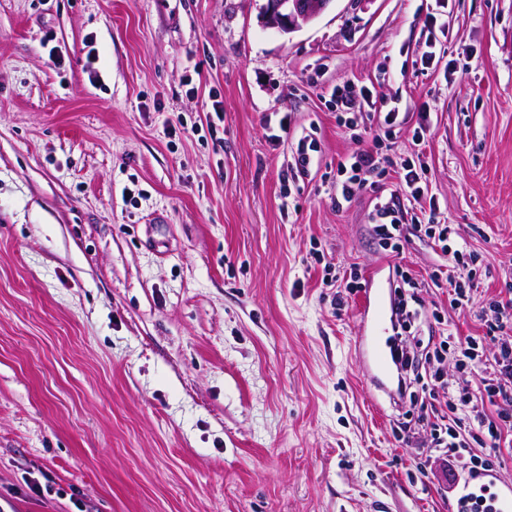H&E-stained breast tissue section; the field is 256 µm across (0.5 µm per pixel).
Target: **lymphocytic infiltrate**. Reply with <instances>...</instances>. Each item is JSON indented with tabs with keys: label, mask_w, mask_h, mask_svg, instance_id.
<instances>
[{
	"label": "lymphocytic infiltrate",
	"mask_w": 512,
	"mask_h": 512,
	"mask_svg": "<svg viewBox=\"0 0 512 512\" xmlns=\"http://www.w3.org/2000/svg\"><path fill=\"white\" fill-rule=\"evenodd\" d=\"M338 122H346L357 107L367 106L376 112L378 135L371 146L351 153L336 167L337 207L352 203L368 186L370 178L395 174L396 188L388 203L377 206L372 215V235L381 250L401 247L404 229L413 236L427 238L441 251L452 252L459 264L476 262L477 254L467 244L450 247L455 234L448 224L427 222L404 226L405 202L420 199L424 190L419 172L424 169L422 146L429 126V112H419L413 131L414 149L409 157L394 161L382 156L383 136L392 135L400 126L398 112H381L371 90L355 89L351 83L336 86L332 93ZM399 302L396 313L403 333L397 338L398 403L401 408L431 412L425 427L430 438L423 451L437 453L449 488H457L460 471L492 470L495 459L512 454V295L497 296L482 306L479 317L487 327L483 337L438 336L424 331L421 281L402 276L397 281ZM456 379H449V371ZM484 392L495 402L494 412L479 409L476 392ZM486 447L485 455L469 454L473 440Z\"/></svg>",
	"instance_id": "obj_1"
}]
</instances>
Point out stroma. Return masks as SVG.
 <instances>
[{"mask_svg": "<svg viewBox=\"0 0 512 512\" xmlns=\"http://www.w3.org/2000/svg\"><path fill=\"white\" fill-rule=\"evenodd\" d=\"M264 2L0 0V512H456L354 338L401 268L441 271L439 333L484 335L512 289V0H332L287 35ZM346 81L404 113L390 158L429 109L407 208L436 201L474 269L379 252L392 183L336 208L376 125L337 124ZM319 253L372 292L337 301ZM472 273H468L467 278H460L450 282L453 294H449V305L452 309L463 312L471 309L472 295L474 288Z\"/></svg>", "mask_w": 512, "mask_h": 512, "instance_id": "stroma-1", "label": "stroma"}]
</instances>
